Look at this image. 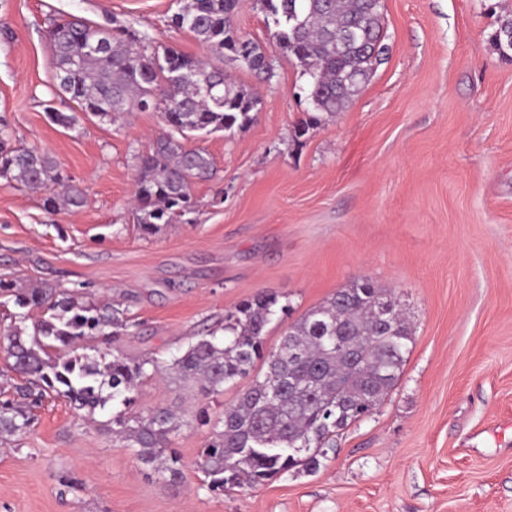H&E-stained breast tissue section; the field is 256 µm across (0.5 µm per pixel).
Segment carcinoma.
<instances>
[{
  "label": "carcinoma",
  "instance_id": "obj_1",
  "mask_svg": "<svg viewBox=\"0 0 512 512\" xmlns=\"http://www.w3.org/2000/svg\"><path fill=\"white\" fill-rule=\"evenodd\" d=\"M272 40L294 57L309 77L308 99L315 114L297 128L301 137L319 114L344 109L369 80L388 51L377 0H264ZM240 0H183L174 27L191 32L207 49L190 56L170 45L158 55L154 41L125 29L85 20L55 23L48 30L54 68L53 92L82 112L113 120L136 108L160 114L163 131L137 156V223L145 235L176 224L193 208L192 185L208 181L214 165L201 148L187 145L194 132H230L253 120L258 97L224 75L229 56L270 79L272 66L261 46L234 37L231 20ZM358 32L346 41L348 29ZM103 40L101 52L85 47ZM0 177L46 191L44 203L79 209L81 188L62 176L56 159L38 146L17 147L13 131L0 121ZM14 297L19 311L0 337L23 383L18 400H0V436L24 437L35 427L33 409L57 385L77 409L94 415L112 402V432L154 474L177 481L182 462L171 448L180 428L167 406L134 411L139 381L174 373L208 399L247 377L256 362L264 371L236 402L214 417L201 409L195 420L209 427L197 462L208 488L252 489L297 467L315 470L336 453V436L373 414L399 380L412 327L391 294L365 278L351 281L322 304L288 324L279 345L265 346L267 325L290 316V307L267 291L241 302L224 316V334L209 330L168 359H130L119 349L76 352L96 336L130 335L136 323L118 304L98 303L51 285L15 290L0 279V297ZM390 314H378L382 303ZM41 315L27 325L30 311Z\"/></svg>",
  "mask_w": 512,
  "mask_h": 512
}]
</instances>
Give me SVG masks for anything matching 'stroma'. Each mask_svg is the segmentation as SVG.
I'll list each match as a JSON object with an SVG mask.
<instances>
[{"label":"stroma","instance_id":"obj_1","mask_svg":"<svg viewBox=\"0 0 512 512\" xmlns=\"http://www.w3.org/2000/svg\"><path fill=\"white\" fill-rule=\"evenodd\" d=\"M180 0H0V119L81 186L76 211L0 177V277L50 282L136 321L118 345L169 358L262 290L300 316L357 278L390 291L412 322L403 372L336 455L253 489L209 491L197 462L207 430L247 380L202 399L192 384L145 379L142 403L187 423L172 484L149 474L112 432L61 394L36 408L28 436L0 437V512H512V58L490 44L512 0H385V60L343 111L301 138L311 107L295 58L272 42L262 0L238 34L275 69L262 80L225 61L262 99L246 126L201 135L216 171L193 211L152 236L136 223V157L162 128L155 112L52 124L50 23H113L201 57L172 24Z\"/></svg>","mask_w":512,"mask_h":512}]
</instances>
